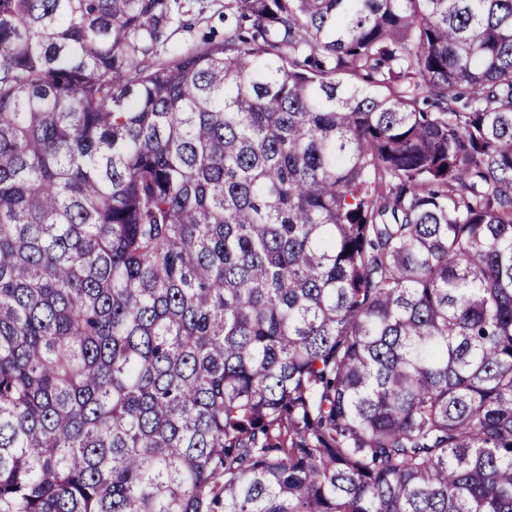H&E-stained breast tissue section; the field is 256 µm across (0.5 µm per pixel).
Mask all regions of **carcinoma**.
Masks as SVG:
<instances>
[{
    "mask_svg": "<svg viewBox=\"0 0 512 512\" xmlns=\"http://www.w3.org/2000/svg\"><path fill=\"white\" fill-rule=\"evenodd\" d=\"M0 0V512H512V0ZM171 20L165 42L149 61H164L187 52L204 39L224 40V0H168Z\"/></svg>",
    "mask_w": 512,
    "mask_h": 512,
    "instance_id": "1",
    "label": "carcinoma"
}]
</instances>
